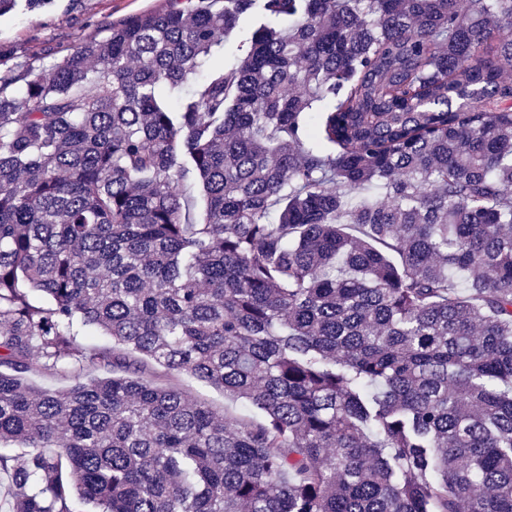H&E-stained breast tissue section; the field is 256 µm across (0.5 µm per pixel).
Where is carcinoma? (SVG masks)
Masks as SVG:
<instances>
[{"label": "carcinoma", "mask_w": 512, "mask_h": 512, "mask_svg": "<svg viewBox=\"0 0 512 512\" xmlns=\"http://www.w3.org/2000/svg\"><path fill=\"white\" fill-rule=\"evenodd\" d=\"M21 1L46 5L0 16ZM255 11L289 24L210 63ZM507 24L512 0H191L0 84L11 512H512ZM72 363L122 374L25 378ZM154 379L158 383L174 384L185 391L192 399L204 402L219 411L225 410L229 414L259 417V413L256 410H246L240 403H233L227 399L224 400V394L221 391L199 383L189 376L170 375L166 374L162 368H156Z\"/></svg>", "instance_id": "obj_1"}]
</instances>
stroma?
<instances>
[{"label": "stroma", "mask_w": 512, "mask_h": 512, "mask_svg": "<svg viewBox=\"0 0 512 512\" xmlns=\"http://www.w3.org/2000/svg\"><path fill=\"white\" fill-rule=\"evenodd\" d=\"M161 0H50L44 8L17 10L0 17V74L20 64L49 68L90 36L105 37L113 22L139 14ZM154 378L173 384L191 398L214 409L243 414L241 404L226 400L223 393L186 375H170L156 369Z\"/></svg>", "instance_id": "stroma-1"}]
</instances>
